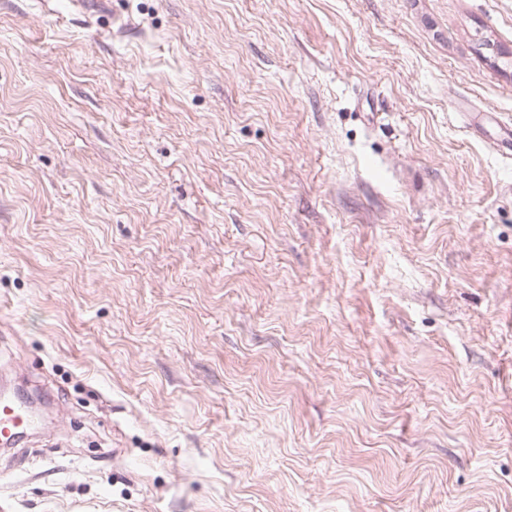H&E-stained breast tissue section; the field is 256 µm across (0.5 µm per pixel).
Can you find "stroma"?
Returning a JSON list of instances; mask_svg holds the SVG:
<instances>
[{"instance_id": "1", "label": "stroma", "mask_w": 512, "mask_h": 512, "mask_svg": "<svg viewBox=\"0 0 512 512\" xmlns=\"http://www.w3.org/2000/svg\"><path fill=\"white\" fill-rule=\"evenodd\" d=\"M68 2L0 0V512H512V0ZM36 428L34 417L16 401L0 398V440L12 444L22 433Z\"/></svg>"}]
</instances>
